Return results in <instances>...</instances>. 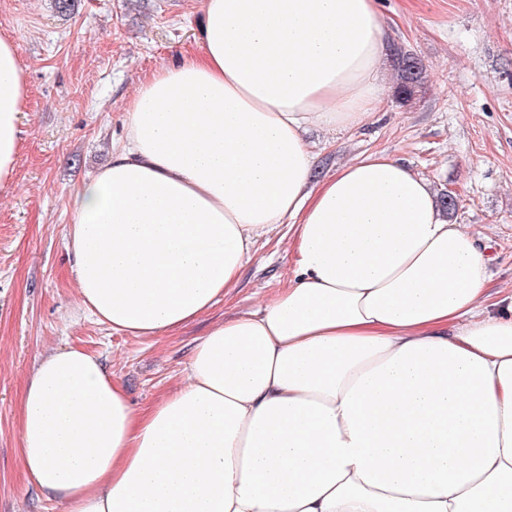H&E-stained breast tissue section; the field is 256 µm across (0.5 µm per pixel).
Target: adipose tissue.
I'll return each mask as SVG.
<instances>
[{"mask_svg": "<svg viewBox=\"0 0 512 512\" xmlns=\"http://www.w3.org/2000/svg\"><path fill=\"white\" fill-rule=\"evenodd\" d=\"M388 35L378 0H205L196 50L128 99L71 200L81 309L171 335L282 226L294 270L144 411L94 353L35 363L19 457L61 512H512V294L497 312L478 240L401 159L313 176L306 132L373 116ZM27 96L0 37V187Z\"/></svg>", "mask_w": 512, "mask_h": 512, "instance_id": "obj_1", "label": "adipose tissue"}]
</instances>
